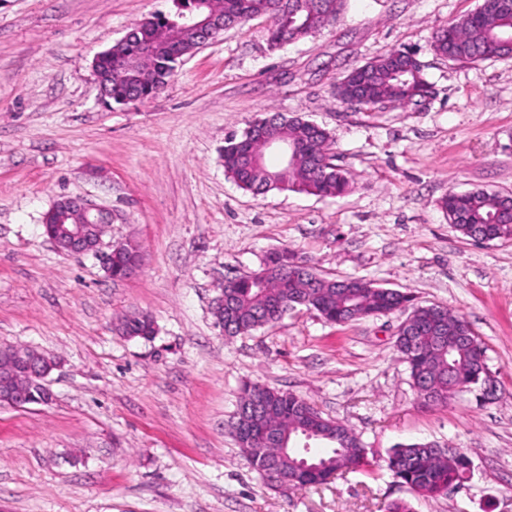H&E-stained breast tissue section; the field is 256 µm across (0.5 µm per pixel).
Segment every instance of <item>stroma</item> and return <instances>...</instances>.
<instances>
[{
    "instance_id": "35a3bbf8",
    "label": "stroma",
    "mask_w": 512,
    "mask_h": 512,
    "mask_svg": "<svg viewBox=\"0 0 512 512\" xmlns=\"http://www.w3.org/2000/svg\"><path fill=\"white\" fill-rule=\"evenodd\" d=\"M477 4L346 0L336 25L276 50L255 19L184 57L155 96L109 106L97 55L172 0H0V345L56 362L49 403L0 406V512H512V241L466 238L439 206L451 190L512 195V58L453 63L432 47ZM405 49L435 91L424 109L336 100L349 69ZM261 114L330 131L351 191L256 196L227 177L225 138ZM63 195L111 210L103 241L138 244V273L114 280L56 250L42 220ZM283 249L463 316L495 399L424 402L395 348L404 310L336 325L298 307L224 336L220 286ZM131 312L154 318V338L116 330ZM246 382L353 429L374 473L268 486L228 426ZM415 441L470 457L461 489L426 497L392 477L388 450Z\"/></svg>"
}]
</instances>
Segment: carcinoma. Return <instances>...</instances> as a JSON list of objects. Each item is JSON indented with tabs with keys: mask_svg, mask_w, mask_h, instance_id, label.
I'll return each instance as SVG.
<instances>
[{
	"mask_svg": "<svg viewBox=\"0 0 512 512\" xmlns=\"http://www.w3.org/2000/svg\"><path fill=\"white\" fill-rule=\"evenodd\" d=\"M344 0H173L174 9L155 14L136 27L126 40L100 54V67L112 71L111 93L116 104L147 98L164 88L180 58L196 49L194 34L183 27L184 16L208 13L224 18V27L257 18L269 22L272 49L314 36L336 23ZM434 51L456 63H478L512 58V0H481L477 8L460 16L433 37ZM432 91L418 59L405 51L382 55L352 68L336 85V99L364 112L381 107L414 109ZM284 141L295 148L296 163L284 173L267 165L265 145ZM331 133L301 117H259L241 134L224 141L220 158L224 173L253 194L272 190L337 197L351 188L348 171L335 163L329 146ZM441 208L463 236L482 240L512 239V207L504 195L484 189L450 192ZM139 255L127 244L112 260L116 277ZM411 297L357 278L326 279L288 252L273 253L263 266L224 284V308L214 316L224 322L229 337L249 333L280 321L288 311L303 306L337 325L406 308ZM415 327L407 340L395 346L407 364L417 392L426 401L445 403L461 383L475 385L486 366L481 342L456 340L467 321L443 307L418 306L412 311ZM118 327L129 338L150 339L156 325L149 314L122 317ZM257 402L259 410L243 417L249 429L238 443L252 469L264 476L272 470L295 479L298 488L328 483L339 469L372 471L373 464L359 437L343 424L324 418L295 394L257 383L241 389L237 407ZM323 445L316 455L319 468L304 470L297 443L305 437ZM470 458L461 450L450 453L437 443H398L388 451L387 467L394 478L424 496L448 493V485L465 480Z\"/></svg>",
	"mask_w": 512,
	"mask_h": 512,
	"instance_id": "cac0c4a2",
	"label": "carcinoma"
}]
</instances>
